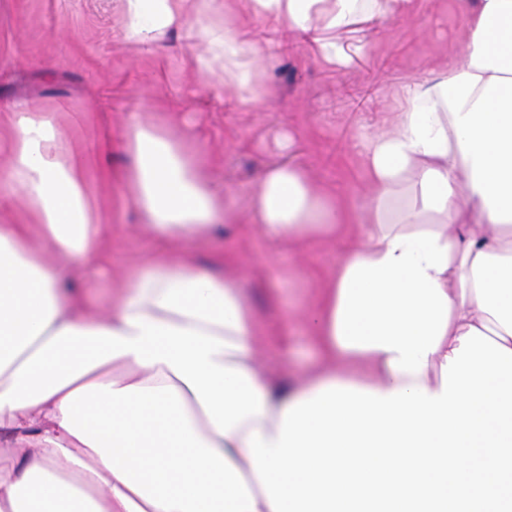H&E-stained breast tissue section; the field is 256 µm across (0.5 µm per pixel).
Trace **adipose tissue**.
Masks as SVG:
<instances>
[{
    "label": "adipose tissue",
    "instance_id": "ef3b65f1",
    "mask_svg": "<svg viewBox=\"0 0 512 512\" xmlns=\"http://www.w3.org/2000/svg\"><path fill=\"white\" fill-rule=\"evenodd\" d=\"M124 38L196 22L206 85L257 104L258 48L228 0H121ZM283 29L330 33L384 0H255ZM458 59L406 91L370 138L358 212L298 167L264 171L250 212L276 240L357 242L307 313L326 365L302 387L259 371L238 285L174 251L127 270L108 309L69 288L99 255L82 163L45 112L0 113V186L26 220L0 224V512H512V0H463ZM124 197L148 229L196 234L234 207L204 156L134 117Z\"/></svg>",
    "mask_w": 512,
    "mask_h": 512
}]
</instances>
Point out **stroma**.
<instances>
[{"label":"stroma","instance_id":"1","mask_svg":"<svg viewBox=\"0 0 512 512\" xmlns=\"http://www.w3.org/2000/svg\"><path fill=\"white\" fill-rule=\"evenodd\" d=\"M412 13L389 11L337 32L350 56L345 68L324 64L314 34L283 30L236 0L242 39L272 63L261 106L231 88L204 86L195 58L203 47L183 30L145 42L124 40L115 0H0V111L17 102L50 113L69 151L92 160L108 226L104 260L70 274L109 301L124 273L163 250L192 255L233 277L254 317L270 334L256 347L272 381L304 385L323 362L303 314L336 265L345 236L330 243L269 239L249 215L259 175L276 165L304 169L322 192L359 209L367 191L363 144L388 129L402 88L447 66L464 41L461 0H415ZM140 115L197 142L211 181L234 195L238 219L169 240L148 230L120 199L128 121Z\"/></svg>","mask_w":512,"mask_h":512}]
</instances>
